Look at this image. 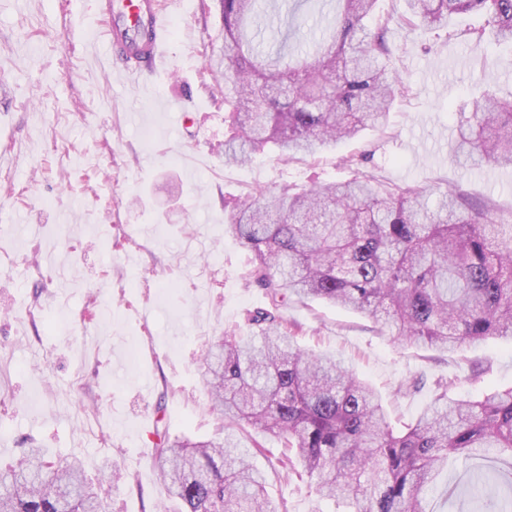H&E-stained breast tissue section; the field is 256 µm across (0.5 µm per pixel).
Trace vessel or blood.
Segmentation results:
<instances>
[{
    "instance_id": "vessel-or-blood-1",
    "label": "vessel or blood",
    "mask_w": 512,
    "mask_h": 512,
    "mask_svg": "<svg viewBox=\"0 0 512 512\" xmlns=\"http://www.w3.org/2000/svg\"><path fill=\"white\" fill-rule=\"evenodd\" d=\"M104 29L105 55L113 69L139 79L166 58L168 18L159 0H94Z\"/></svg>"
}]
</instances>
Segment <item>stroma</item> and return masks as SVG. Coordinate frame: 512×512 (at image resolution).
I'll use <instances>...</instances> for the list:
<instances>
[{"instance_id":"obj_1","label":"stroma","mask_w":512,"mask_h":512,"mask_svg":"<svg viewBox=\"0 0 512 512\" xmlns=\"http://www.w3.org/2000/svg\"><path fill=\"white\" fill-rule=\"evenodd\" d=\"M93 0H0V424L11 448L80 458L110 512H172L156 479L157 432L206 439L219 429L197 375L214 337L248 335L267 306L248 282L253 255L227 208L284 182H342L363 172L386 188L462 194L512 222V167L455 158L472 97L512 101V45L392 26L387 63L401 76L385 129L296 155L224 162V95L208 74L224 54L219 0H160L168 56L153 76L110 74ZM285 321L310 351L341 356L380 393L392 425L418 418L450 380L449 397L512 386V342L444 352L404 346L363 315L289 298ZM276 512H351L310 479H287L281 446L257 430L244 447ZM466 473L449 462L426 497L431 512H465Z\"/></svg>"}]
</instances>
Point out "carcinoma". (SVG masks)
I'll return each mask as SVG.
<instances>
[{"mask_svg":"<svg viewBox=\"0 0 512 512\" xmlns=\"http://www.w3.org/2000/svg\"><path fill=\"white\" fill-rule=\"evenodd\" d=\"M379 0H336V16L310 49L285 23L279 45L258 20L287 0H220L224 63L210 68L224 90L232 136L224 160L243 164L266 148L290 158L386 124L399 83L378 63L391 24L440 30L448 17L476 14L481 42L512 43V0H405V12L374 31ZM458 146L478 160L512 166V102L485 93L459 124ZM427 189H385L366 175L301 192L260 189L229 224L254 255L250 277L269 307L247 316L258 336L217 339L200 358V380L223 435L158 436L151 450L178 512H275L240 435L253 427L277 440L282 469L308 476L319 494L354 512H426L423 494L448 458L494 457L507 470L467 473L466 491L487 512H512V388L451 399L448 383L414 423L394 428L379 395L330 354L294 345L279 310L292 295L359 312L397 339L454 350L488 338L512 340V224H481L454 192L435 209ZM0 512H107L82 461L22 448L0 467Z\"/></svg>","mask_w":512,"mask_h":512,"instance_id":"obj_1","label":"carcinoma"}]
</instances>
